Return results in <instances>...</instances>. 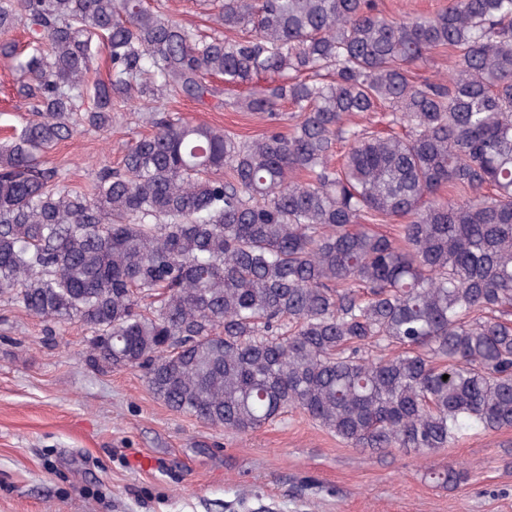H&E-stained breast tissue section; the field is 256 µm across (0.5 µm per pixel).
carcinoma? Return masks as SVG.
<instances>
[{
	"instance_id": "1",
	"label": "carcinoma",
	"mask_w": 512,
	"mask_h": 512,
	"mask_svg": "<svg viewBox=\"0 0 512 512\" xmlns=\"http://www.w3.org/2000/svg\"><path fill=\"white\" fill-rule=\"evenodd\" d=\"M205 2L203 33L148 0H0L29 108L0 144V294L80 324L91 362L145 370L215 427L290 408L352 448L421 456L511 429L512 0L401 18L373 0ZM439 51L448 78L415 79ZM212 79L249 88L218 105L265 132L156 106L204 104ZM128 105L152 132L89 189L62 185L46 155ZM397 221V238L370 229ZM427 476L454 489L470 468Z\"/></svg>"
}]
</instances>
